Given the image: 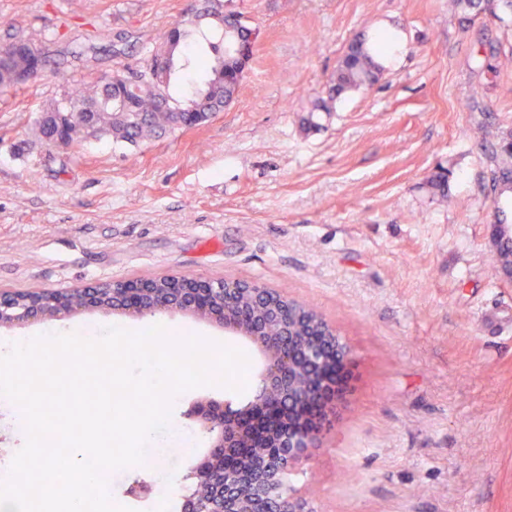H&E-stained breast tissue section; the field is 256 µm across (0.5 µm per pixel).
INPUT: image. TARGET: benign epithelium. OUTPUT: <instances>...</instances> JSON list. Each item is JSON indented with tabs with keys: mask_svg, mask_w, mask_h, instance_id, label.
Returning a JSON list of instances; mask_svg holds the SVG:
<instances>
[{
	"mask_svg": "<svg viewBox=\"0 0 512 512\" xmlns=\"http://www.w3.org/2000/svg\"><path fill=\"white\" fill-rule=\"evenodd\" d=\"M239 71L248 70L257 42V31L243 36L234 32ZM224 287H214V281L201 277L174 275L170 287L158 291L153 279L138 278L112 286L110 312L142 317L159 313H188L214 323L225 331L247 339L260 353L262 367L250 400L234 404L230 401H197L184 412L186 419L198 427L209 440L210 448L196 458L185 472V478L196 484L212 479L211 464L220 463L221 484L216 493L205 500L193 498L189 512H254L260 500H271L282 506L281 512H318L312 500L300 495L288 483V475L312 459V449L334 415L325 405L328 398L312 389L307 377L315 365L316 349H310V359L288 354V345L307 346V337L288 331L281 304L293 307L298 315L309 308L291 301L279 293L238 279L226 278ZM101 283L80 286L85 292L80 304H68L58 299L57 291H32L23 296L0 290V324L36 323L50 314H72L95 309L97 289ZM246 297L261 302L265 314L259 322L230 314L224 307L230 297ZM319 329L332 346L326 362L350 368L354 363L351 349L322 317L316 318ZM324 403V414L313 425L290 426L275 437L267 432L271 421L280 413L309 408Z\"/></svg>",
	"mask_w": 512,
	"mask_h": 512,
	"instance_id": "obj_1",
	"label": "benign epithelium"
}]
</instances>
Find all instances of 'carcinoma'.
<instances>
[{"label": "carcinoma", "instance_id": "1", "mask_svg": "<svg viewBox=\"0 0 512 512\" xmlns=\"http://www.w3.org/2000/svg\"><path fill=\"white\" fill-rule=\"evenodd\" d=\"M207 19L209 23L201 24ZM242 23L224 12L223 0H208L202 11L190 8L174 21L161 42L144 49L140 61L122 65L90 84L73 85L43 109L36 123L41 144L49 149L81 145L89 139L109 138L132 146L196 126L224 111L238 97L241 79L236 76L233 29ZM387 36H358L348 43L331 78L329 98L315 110L331 111V104L344 93L370 87L379 81L384 66L380 57L391 47ZM48 60L44 48L29 39L0 43V90L39 80ZM199 71L201 82L188 83ZM498 194L512 192V163L497 166ZM495 260L506 275H512V230L499 229L493 240ZM311 311L298 325L297 336H314ZM314 383L326 388H344L340 371L315 375Z\"/></svg>", "mask_w": 512, "mask_h": 512}]
</instances>
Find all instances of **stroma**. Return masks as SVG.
<instances>
[{
    "label": "stroma",
    "mask_w": 512,
    "mask_h": 512,
    "mask_svg": "<svg viewBox=\"0 0 512 512\" xmlns=\"http://www.w3.org/2000/svg\"><path fill=\"white\" fill-rule=\"evenodd\" d=\"M193 0H0V41H45L0 91V289L168 272L255 282L315 309L358 360L294 484L319 512H512V282L492 263L493 156L512 140V11L497 0H224L260 31L238 100L136 146L34 136L70 84L136 64ZM397 36L381 80L315 111L349 40ZM81 58H73L74 50ZM485 89L472 103V89ZM448 173V195L427 180ZM242 350L185 314L82 311L0 339L152 325Z\"/></svg>",
    "instance_id": "obj_1"
}]
</instances>
